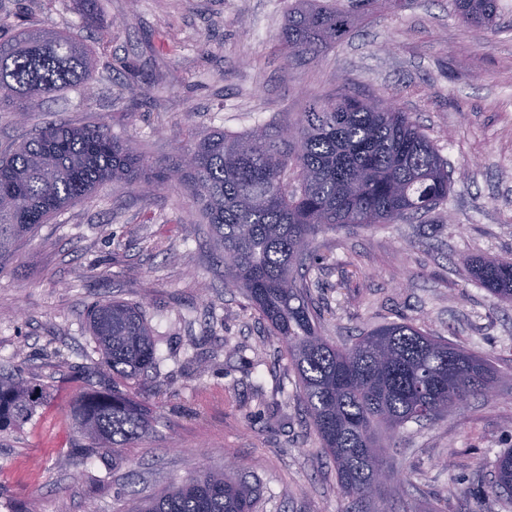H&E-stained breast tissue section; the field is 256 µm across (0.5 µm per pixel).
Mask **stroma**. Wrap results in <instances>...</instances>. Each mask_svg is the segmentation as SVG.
Returning a JSON list of instances; mask_svg holds the SVG:
<instances>
[{
    "mask_svg": "<svg viewBox=\"0 0 512 512\" xmlns=\"http://www.w3.org/2000/svg\"><path fill=\"white\" fill-rule=\"evenodd\" d=\"M294 0H0V14L58 31L93 55L89 87L0 112V151L45 123H101L151 161L197 136L278 132L311 97L356 87L412 114L447 160V200L428 217L327 229L312 271L320 331L344 345L408 321L486 356L503 380L436 423L407 424L386 461L405 474L392 512H512L491 494L492 462L512 448V302L469 272L512 258V0L475 30L450 0H399L352 17L349 36L289 60L280 33ZM138 306L155 336L156 372L129 382L152 428L133 447L93 451L69 403L99 380L88 307ZM0 367L44 385L46 402L0 433V512H132L202 466L258 485L257 512H343L336 470L308 425L280 343L241 291L224 285L208 225L185 196L100 187L23 239L0 272Z\"/></svg>",
    "mask_w": 512,
    "mask_h": 512,
    "instance_id": "stroma-1",
    "label": "stroma"
}]
</instances>
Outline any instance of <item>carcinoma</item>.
Instances as JSON below:
<instances>
[{"instance_id": "1", "label": "carcinoma", "mask_w": 512, "mask_h": 512, "mask_svg": "<svg viewBox=\"0 0 512 512\" xmlns=\"http://www.w3.org/2000/svg\"><path fill=\"white\" fill-rule=\"evenodd\" d=\"M499 0H452L469 26H496ZM348 10L330 0H296L282 32L287 58L318 56L350 32ZM89 48L54 31L22 29L0 40V112L92 80ZM296 145L256 126L197 138L176 161L154 165L103 125L48 123L0 152V271L36 227L107 181L149 191L184 190L209 225L224 279L244 291L283 345L299 396L326 456L336 466L345 512L376 496L391 478L386 441L408 422H436L497 385L489 360L411 323L379 325L337 346L321 336L308 267L316 235L396 224L430 213L448 198L450 173L411 113L349 89L312 99L295 123ZM193 163H186V156ZM471 274L512 302V259H476ZM103 379L73 400L79 429L105 450L125 448L149 431V415L120 380L157 368L152 330L136 306L105 299L89 314ZM42 385L0 371V432L27 423ZM497 494L512 495V449L497 456ZM253 491L201 468L144 502L139 512H253Z\"/></svg>"}]
</instances>
